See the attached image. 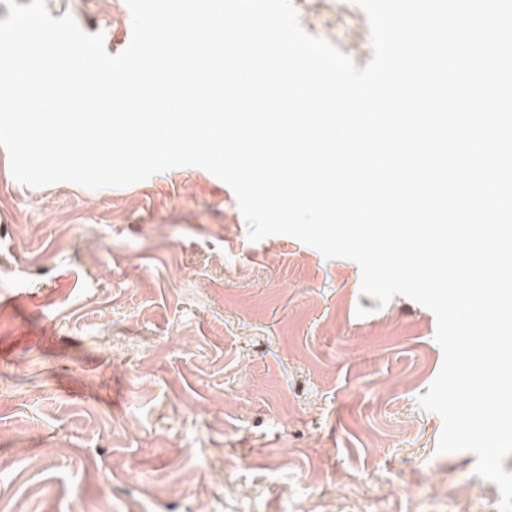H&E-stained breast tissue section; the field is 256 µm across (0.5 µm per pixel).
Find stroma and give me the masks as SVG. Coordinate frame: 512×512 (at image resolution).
Listing matches in <instances>:
<instances>
[{"instance_id": "1", "label": "stroma", "mask_w": 512, "mask_h": 512, "mask_svg": "<svg viewBox=\"0 0 512 512\" xmlns=\"http://www.w3.org/2000/svg\"><path fill=\"white\" fill-rule=\"evenodd\" d=\"M46 3L124 50L125 0ZM293 4L368 64L355 0ZM249 235L204 169L30 188L0 148V512H501L418 403L434 314L363 295L352 260Z\"/></svg>"}]
</instances>
